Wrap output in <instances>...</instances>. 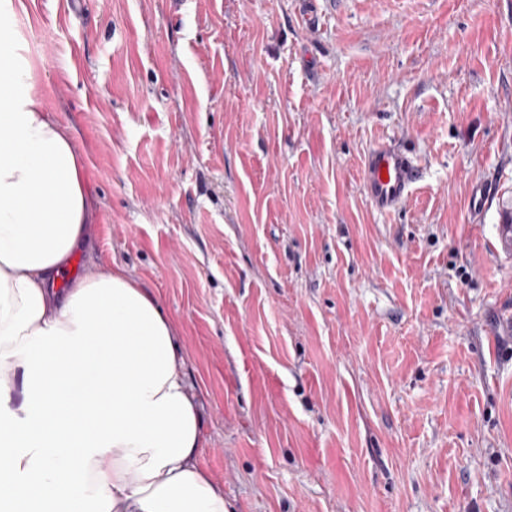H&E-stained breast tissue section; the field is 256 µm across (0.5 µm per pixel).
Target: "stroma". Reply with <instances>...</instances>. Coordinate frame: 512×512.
<instances>
[{
    "label": "stroma",
    "mask_w": 512,
    "mask_h": 512,
    "mask_svg": "<svg viewBox=\"0 0 512 512\" xmlns=\"http://www.w3.org/2000/svg\"><path fill=\"white\" fill-rule=\"evenodd\" d=\"M24 2L81 271L171 319L232 512H512V0ZM382 140L422 170L388 217ZM361 179L371 207L381 215H389L408 199L420 179V169L399 146L379 141L366 153Z\"/></svg>",
    "instance_id": "obj_1"
}]
</instances>
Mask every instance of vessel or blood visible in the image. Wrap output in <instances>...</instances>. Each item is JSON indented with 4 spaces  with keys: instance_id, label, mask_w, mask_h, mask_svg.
Returning <instances> with one entry per match:
<instances>
[{
    "instance_id": "vessel-or-blood-1",
    "label": "vessel or blood",
    "mask_w": 512,
    "mask_h": 512,
    "mask_svg": "<svg viewBox=\"0 0 512 512\" xmlns=\"http://www.w3.org/2000/svg\"><path fill=\"white\" fill-rule=\"evenodd\" d=\"M365 196L379 214L397 211L420 179L415 160L390 141H379L368 150L361 174Z\"/></svg>"
}]
</instances>
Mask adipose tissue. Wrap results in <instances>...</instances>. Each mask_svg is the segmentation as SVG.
<instances>
[{"label":"adipose tissue","instance_id":"1","mask_svg":"<svg viewBox=\"0 0 512 512\" xmlns=\"http://www.w3.org/2000/svg\"><path fill=\"white\" fill-rule=\"evenodd\" d=\"M24 9L0 0V512H230L159 301L120 267L65 275L88 171L16 50Z\"/></svg>","mask_w":512,"mask_h":512}]
</instances>
